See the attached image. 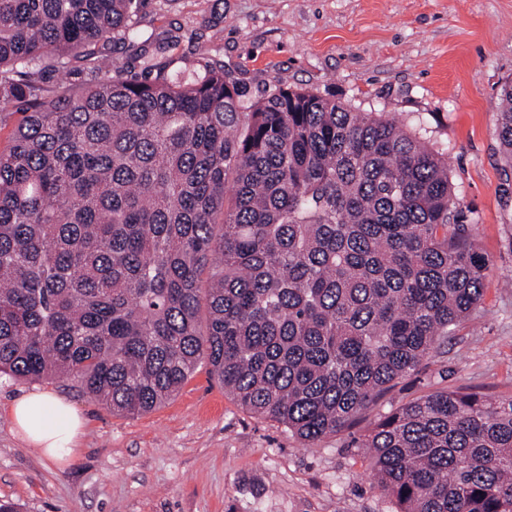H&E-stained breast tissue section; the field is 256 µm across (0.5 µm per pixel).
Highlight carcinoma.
<instances>
[{"label":"carcinoma","instance_id":"cac0c4a2","mask_svg":"<svg viewBox=\"0 0 512 512\" xmlns=\"http://www.w3.org/2000/svg\"><path fill=\"white\" fill-rule=\"evenodd\" d=\"M137 3L0 0V108L24 107L0 151V375L134 415L204 360L298 439L344 432L482 304L448 161L382 112L158 68ZM108 43L155 77L112 72ZM88 58L93 80L40 76ZM497 133L512 171V83ZM356 445L397 512H512V397L432 392Z\"/></svg>","mask_w":512,"mask_h":512}]
</instances>
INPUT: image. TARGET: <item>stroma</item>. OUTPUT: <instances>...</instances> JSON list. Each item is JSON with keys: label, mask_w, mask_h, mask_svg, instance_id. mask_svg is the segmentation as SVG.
I'll list each match as a JSON object with an SVG mask.
<instances>
[{"label": "stroma", "mask_w": 512, "mask_h": 512, "mask_svg": "<svg viewBox=\"0 0 512 512\" xmlns=\"http://www.w3.org/2000/svg\"><path fill=\"white\" fill-rule=\"evenodd\" d=\"M168 59L218 62L251 96L306 88L386 112L448 159L476 246L492 261L479 312L359 424L306 445L243 409L199 363L169 401L115 414L75 381L0 376V501L23 512H396L354 440L436 390L512 396V197L496 130L512 81V0H139ZM40 388L86 420L60 466L28 448L4 409Z\"/></svg>", "instance_id": "stroma-1"}]
</instances>
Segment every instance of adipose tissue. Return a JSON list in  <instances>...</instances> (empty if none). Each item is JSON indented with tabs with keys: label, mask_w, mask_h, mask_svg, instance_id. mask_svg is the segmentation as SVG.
Returning a JSON list of instances; mask_svg holds the SVG:
<instances>
[{
	"label": "adipose tissue",
	"mask_w": 512,
	"mask_h": 512,
	"mask_svg": "<svg viewBox=\"0 0 512 512\" xmlns=\"http://www.w3.org/2000/svg\"><path fill=\"white\" fill-rule=\"evenodd\" d=\"M7 415L27 446L60 463L75 457L85 420L65 398L35 389L14 399Z\"/></svg>",
	"instance_id": "obj_1"
}]
</instances>
